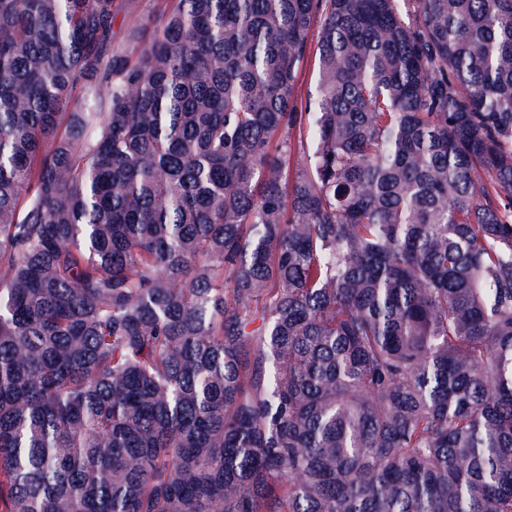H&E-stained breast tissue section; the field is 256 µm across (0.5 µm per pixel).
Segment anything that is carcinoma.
<instances>
[{
	"label": "carcinoma",
	"instance_id": "cac0c4a2",
	"mask_svg": "<svg viewBox=\"0 0 512 512\" xmlns=\"http://www.w3.org/2000/svg\"><path fill=\"white\" fill-rule=\"evenodd\" d=\"M410 2L0 0V512H512V0ZM130 12L120 13L114 19L112 30L115 43H127L133 30L149 18L156 16L164 7V0H124Z\"/></svg>",
	"mask_w": 512,
	"mask_h": 512
}]
</instances>
